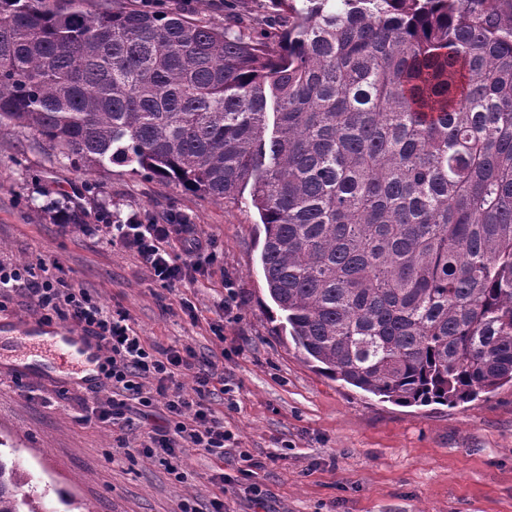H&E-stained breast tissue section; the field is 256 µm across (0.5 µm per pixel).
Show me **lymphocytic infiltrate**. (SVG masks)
<instances>
[{
  "label": "lymphocytic infiltrate",
  "mask_w": 512,
  "mask_h": 512,
  "mask_svg": "<svg viewBox=\"0 0 512 512\" xmlns=\"http://www.w3.org/2000/svg\"><path fill=\"white\" fill-rule=\"evenodd\" d=\"M108 232L111 244L133 250L151 278L165 287L201 273V259L216 257L213 241L201 237L190 217L182 214L145 223L135 213L126 223L109 225ZM15 291L29 299L43 321L60 319L96 342L105 363L102 383L109 392L96 409V419L114 434L118 445H125L134 418L149 420L159 407L160 423L152 424L139 443L145 456L166 465L178 481L183 478L178 462L187 450L205 452L216 461L208 510H200L197 500L188 498L179 512H224L222 461L232 436L209 402L216 389L215 372L198 368L192 349L147 344L126 315L111 314L85 289L59 277L0 264V296ZM185 375L194 379L192 391L183 388Z\"/></svg>",
  "instance_id": "obj_1"
}]
</instances>
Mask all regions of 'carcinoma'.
<instances>
[{"label":"carcinoma","instance_id":"cac0c4a2","mask_svg":"<svg viewBox=\"0 0 512 512\" xmlns=\"http://www.w3.org/2000/svg\"><path fill=\"white\" fill-rule=\"evenodd\" d=\"M0 0V132L235 202L297 352L402 406L512 383V0ZM273 108L268 130L267 108ZM47 490L0 460V512ZM190 2L186 6L185 2ZM165 12H180L208 23L224 24V1L221 0H166ZM228 3H233L236 5V9L240 11L242 14V20L244 24L249 23V20H254L257 22L262 16L266 15V11H268L267 7H270L271 11V3L269 0H240V1H225V5Z\"/></svg>","mask_w":512,"mask_h":512}]
</instances>
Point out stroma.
Segmentation results:
<instances>
[{"label": "stroma", "mask_w": 512, "mask_h": 512, "mask_svg": "<svg viewBox=\"0 0 512 512\" xmlns=\"http://www.w3.org/2000/svg\"><path fill=\"white\" fill-rule=\"evenodd\" d=\"M172 211L214 240L217 259L167 289L108 244L106 227ZM258 220L246 197L220 204L125 165L88 171L27 129L0 135V260L56 261V276L126 313L148 343L190 347L223 373L228 390L211 404L234 436L224 473L251 458L267 491L256 502L225 484L228 512H512V384L454 407H403L316 372L262 306ZM37 317L22 295L0 301V459L48 487L46 512H178L191 497L207 506L210 456L185 454L176 481L139 454L138 434L120 449L97 421L81 423L106 392L71 381L65 362L12 372L26 353L14 327Z\"/></svg>", "instance_id": "obj_1"}]
</instances>
